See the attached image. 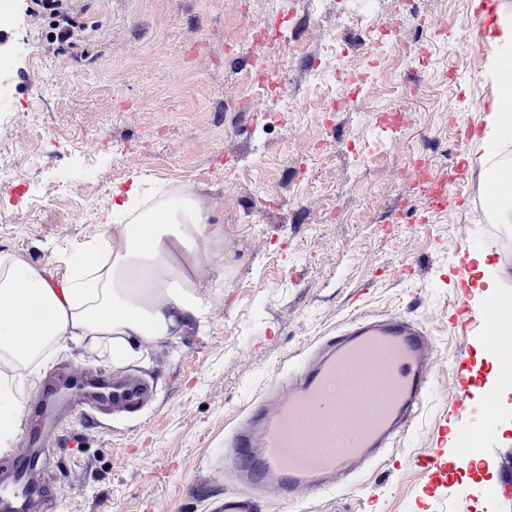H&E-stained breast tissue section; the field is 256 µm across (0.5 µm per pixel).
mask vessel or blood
<instances>
[{
	"mask_svg": "<svg viewBox=\"0 0 512 512\" xmlns=\"http://www.w3.org/2000/svg\"><path fill=\"white\" fill-rule=\"evenodd\" d=\"M498 0H479L475 9L476 44L488 48ZM457 260L455 311L448 325L462 336L453 363L452 392L443 404L427 454L415 466L425 476L428 496L448 491V468L470 462L472 449L462 448L449 458V423H458L471 412L467 374L471 346L467 336L481 332L489 350L500 348L501 338L487 315L477 314L466 286L469 251L459 241L448 243ZM439 350L435 339L399 309L381 319L358 315L343 322L324 350L295 370L276 393L252 402L243 422L231 436V467L241 490L213 498L210 512H259L267 499L298 500L325 490H352L358 475L379 458L394 470L404 462L389 449L409 430L421 403L430 393ZM146 380L130 376L112 383L111 406L132 410L148 397ZM498 482L505 498H512V448L497 451ZM12 484L18 495L32 496L39 512L54 507L51 492L31 495V479L23 465H16Z\"/></svg>",
	"mask_w": 512,
	"mask_h": 512,
	"instance_id": "b4317fda",
	"label": "vessel or blood"
}]
</instances>
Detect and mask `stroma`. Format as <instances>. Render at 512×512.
Instances as JSON below:
<instances>
[{
    "mask_svg": "<svg viewBox=\"0 0 512 512\" xmlns=\"http://www.w3.org/2000/svg\"><path fill=\"white\" fill-rule=\"evenodd\" d=\"M30 4L14 0L22 21L0 74L32 105L29 123L51 136L0 146V211L28 203L21 222H0V253L63 280L66 257L104 233L112 189L128 187L133 175L188 186L224 233V276L204 325L120 367L92 341L70 342L29 383L28 414L48 380L77 370L138 372L157 387L135 413L105 416L74 398L51 413L56 431L41 450L37 480L56 491V512H206V501L186 488L207 476L211 494L236 490L222 462L224 437L242 410L362 312L401 308L436 339V385L395 449L410 462L422 455L459 342L448 330L457 288L448 240L488 251L502 271L500 287L477 295L478 303L512 302V223L484 219L481 165L459 169L477 141L457 142L455 133L482 125L480 103L494 90L472 44L471 0H413L411 17L395 0H84L101 26L77 49L50 45L46 30L25 22ZM283 16L294 30L287 44L253 49L251 26ZM350 16L404 26L409 37L386 49L365 105L346 101L333 111L330 103L346 94L336 73L359 60L323 45L337 37L353 43ZM423 19L453 21L455 30L430 39ZM229 44L244 52L232 67L224 63ZM258 64L285 82L287 98L263 95L251 77ZM238 99L252 101L251 111H227ZM381 112H404L408 121L394 132L378 125ZM353 134L363 139L356 155ZM290 151L304 157V179L283 169ZM424 157L455 198L445 209L432 208L412 174ZM92 168L100 182L87 181ZM266 194L282 205L250 218ZM464 426L481 447L478 467L454 470L449 499L431 501L417 468L402 474L376 463L361 476L378 495L370 505L335 490L270 501L261 512H512L494 454L512 448V393L491 407L478 402Z\"/></svg>",
    "mask_w": 512,
    "mask_h": 512,
    "instance_id": "obj_1",
    "label": "stroma"
}]
</instances>
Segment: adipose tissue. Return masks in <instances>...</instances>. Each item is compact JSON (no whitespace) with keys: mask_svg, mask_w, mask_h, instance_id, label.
Masks as SVG:
<instances>
[{"mask_svg":"<svg viewBox=\"0 0 512 512\" xmlns=\"http://www.w3.org/2000/svg\"><path fill=\"white\" fill-rule=\"evenodd\" d=\"M487 76L496 87L484 117V160L512 132V15H502ZM106 231L69 260L53 282L43 269L0 254V447L13 445L26 400L25 381L67 341L88 339L114 364L181 335L211 315L216 295L202 280L221 240L209 212L182 189L145 191L140 178L112 190Z\"/></svg>","mask_w":512,"mask_h":512,"instance_id":"obj_1","label":"adipose tissue"}]
</instances>
